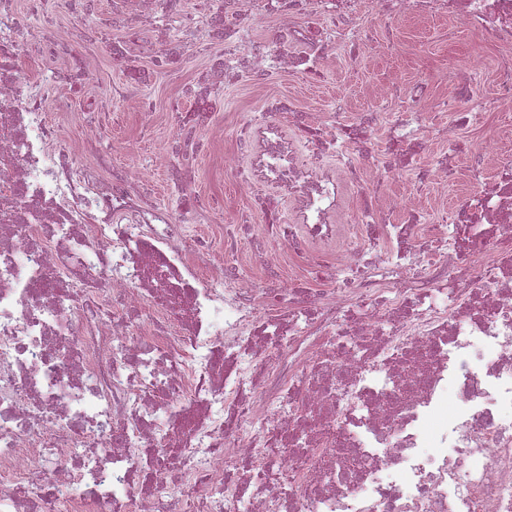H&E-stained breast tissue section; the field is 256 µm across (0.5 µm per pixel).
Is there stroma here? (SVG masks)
I'll return each mask as SVG.
<instances>
[{
  "instance_id": "obj_1",
  "label": "stroma",
  "mask_w": 512,
  "mask_h": 512,
  "mask_svg": "<svg viewBox=\"0 0 512 512\" xmlns=\"http://www.w3.org/2000/svg\"><path fill=\"white\" fill-rule=\"evenodd\" d=\"M491 56L489 40L465 26L451 29L435 20L402 21L396 25V45L392 54L374 62L371 69L361 70L346 65L329 80L315 86L298 84L291 76L278 78L263 89H241L231 85L220 98L216 112L219 122L227 129L241 114L251 111L256 101L266 97L288 95L304 109H328L336 98L344 97L348 100L345 116L350 119L369 107L363 88L372 79L391 75L410 81L428 71L439 76L452 57L460 61H480L481 91L488 95L493 91ZM233 147V140L227 133L213 139L199 160V176L195 184V190L200 194L222 197L224 209L229 214L247 206L246 200L235 193L224 173V155Z\"/></svg>"
}]
</instances>
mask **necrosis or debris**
<instances>
[{"instance_id": "obj_1", "label": "necrosis or debris", "mask_w": 512, "mask_h": 512, "mask_svg": "<svg viewBox=\"0 0 512 512\" xmlns=\"http://www.w3.org/2000/svg\"><path fill=\"white\" fill-rule=\"evenodd\" d=\"M87 4L0 0V512H512V0H112L60 26ZM419 18L492 42L482 113L474 61L442 97L380 80L350 120L265 98L224 156L261 223L191 192L226 82L318 84ZM188 56L205 70L155 106ZM108 69L148 155L103 137ZM461 152L463 204L390 195L407 171L446 193Z\"/></svg>"}]
</instances>
